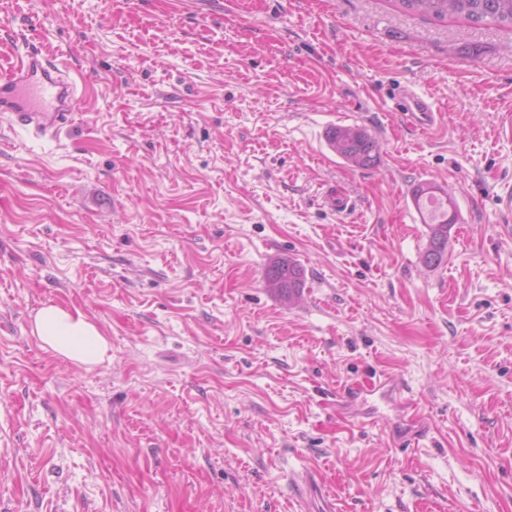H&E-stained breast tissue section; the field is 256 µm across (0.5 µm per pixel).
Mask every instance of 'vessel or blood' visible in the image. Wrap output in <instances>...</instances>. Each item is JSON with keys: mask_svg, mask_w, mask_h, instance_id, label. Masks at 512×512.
<instances>
[{"mask_svg": "<svg viewBox=\"0 0 512 512\" xmlns=\"http://www.w3.org/2000/svg\"><path fill=\"white\" fill-rule=\"evenodd\" d=\"M80 86L70 70L48 59L41 49L20 54L5 76L0 78V112L11 121L31 130L39 137L54 136L74 119V107ZM389 97L410 118L413 128L428 131L435 128L441 114L425 97L410 86L394 85ZM377 397L395 403H404L402 387L379 381L365 388H351L344 392L343 401H368Z\"/></svg>", "mask_w": 512, "mask_h": 512, "instance_id": "1", "label": "vessel or blood"}]
</instances>
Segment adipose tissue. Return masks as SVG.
Wrapping results in <instances>:
<instances>
[{
    "label": "adipose tissue",
    "mask_w": 512,
    "mask_h": 512,
    "mask_svg": "<svg viewBox=\"0 0 512 512\" xmlns=\"http://www.w3.org/2000/svg\"><path fill=\"white\" fill-rule=\"evenodd\" d=\"M31 332L43 348L79 364H92L108 350L99 327L79 309L50 304L39 308Z\"/></svg>",
    "instance_id": "1"
}]
</instances>
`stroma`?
<instances>
[{"label": "stroma", "mask_w": 512, "mask_h": 512, "mask_svg": "<svg viewBox=\"0 0 512 512\" xmlns=\"http://www.w3.org/2000/svg\"><path fill=\"white\" fill-rule=\"evenodd\" d=\"M29 46L86 92L50 138L0 116V512H512L511 27L396 0H0V73ZM336 126L378 163L331 151ZM422 183L456 205L435 267ZM46 304L108 357L45 350ZM384 379L407 407L341 406ZM389 98L410 118L411 126L420 131L435 128L441 120V114L425 97L405 84L394 85L389 91ZM329 147L350 166L370 168L380 157L378 141L359 127H336L328 138ZM266 282L284 299L292 300L304 288V271L290 257H279L270 262L265 273ZM31 333L43 348L79 364H92L108 350L99 327L79 309L50 304L39 308Z\"/></svg>", "instance_id": "35a3bbf8"}]
</instances>
